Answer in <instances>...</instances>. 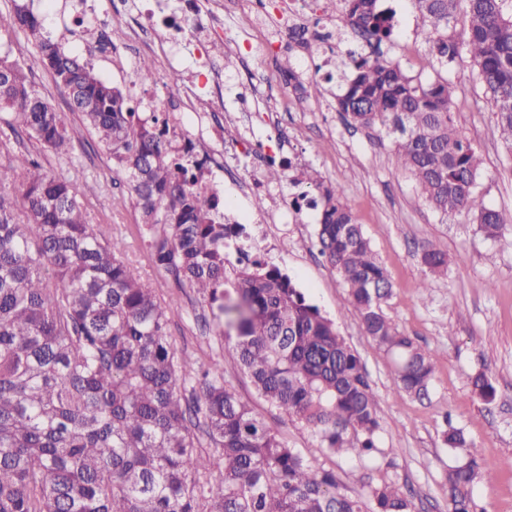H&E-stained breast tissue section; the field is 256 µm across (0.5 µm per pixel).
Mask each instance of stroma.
<instances>
[{
	"label": "stroma",
	"mask_w": 512,
	"mask_h": 512,
	"mask_svg": "<svg viewBox=\"0 0 512 512\" xmlns=\"http://www.w3.org/2000/svg\"><path fill=\"white\" fill-rule=\"evenodd\" d=\"M72 0H27L35 14L46 19L53 36L67 52L88 60L105 81L127 96H138L129 76L112 66L113 58L134 62L151 60L155 77L148 89L158 99L169 96L172 82H186L195 69L184 65L169 71L165 59L151 45L138 41L140 17L122 11L120 0H88L91 14L101 28L73 30ZM396 13L397 26L382 50L389 60L413 72L425 63L428 45L424 25L412 0H382ZM278 0H268L264 19L268 39L256 41L251 23L236 10L216 13L213 26L221 35L211 42L224 60L220 84L208 87L196 102L198 112L224 108L229 125L243 147L225 156L223 170L211 180L227 203L226 213L246 224L251 243L302 288L307 298L335 321L348 344L359 354L377 395L382 416L383 457L358 465L324 454L311 431L284 421L278 428L289 447L300 449L313 465L335 470L352 494L368 485L392 481L409 496L414 512H448L445 472L453 459L442 442L446 424L463 428L469 451L492 481L480 482L474 491L482 512H512V245L486 240L468 214L435 213L414 180L400 170L389 139L373 138L370 130L347 128L336 110V55L319 50L310 54L289 51L280 44L275 25ZM0 43L11 47L16 61L36 89L69 124L80 122L70 112L67 96L44 69L39 55L23 34L0 26ZM291 59L296 81L281 71ZM457 96L465 106L458 112L459 129L478 148L483 163L479 190L487 206L512 213V154L495 135V115L490 95L476 85L467 64L450 72ZM324 83L323 96L302 93L301 84ZM12 140L15 151L36 156L46 170L70 181L91 223L101 224L126 244L125 258L155 289L168 307L169 332L178 353L203 361H218L224 376L242 400L267 420L277 412L257 397L251 383L234 364L224 337L218 336L207 304L192 289L180 287L172 277L156 270L150 249L140 236V215L135 199L121 176L112 170L109 156L94 132L85 133L70 154L57 156L27 140L12 139L0 123V140ZM297 162L326 184H340L345 200L369 236L372 248L387 269L393 292L387 314L423 348L440 354L427 399L392 396L393 376L386 357L363 332L356 315L344 308L342 283L318 254L316 224L319 215L307 210L296 223L263 224L264 213L254 196L241 192L238 177L251 172L256 162L244 149L246 143ZM124 199L115 207V199ZM433 247L448 254V274L429 277L420 262L423 249ZM429 281L427 295H420L421 281ZM489 375L497 388L492 403L471 392L470 379L477 372Z\"/></svg>",
	"instance_id": "1"
}]
</instances>
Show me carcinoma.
Instances as JSON below:
<instances>
[{"instance_id":"1","label":"carcinoma","mask_w":512,"mask_h":512,"mask_svg":"<svg viewBox=\"0 0 512 512\" xmlns=\"http://www.w3.org/2000/svg\"><path fill=\"white\" fill-rule=\"evenodd\" d=\"M8 26L37 49L95 131L113 170L134 194L154 265L209 303L228 349L256 394L280 416L310 429L322 450L362 462L383 454L379 402L361 358L336 323L280 268L246 252L247 225L219 214L216 186L200 165L172 152L159 118L135 112L89 63L65 52L24 0ZM344 21L372 51H350L336 109L347 125L391 137L396 165L431 207L466 212L499 240L512 214L484 204L480 154L459 130L463 101L448 72L467 60L490 92L495 133L512 151V9L507 0H413L426 31L424 80L384 56L396 23L379 0H342ZM466 3L465 38L454 32ZM0 123L65 155L80 131L0 51ZM0 512H413L394 483L346 492L336 472L315 467L239 398L216 363L177 354L166 307L124 260L122 239L87 220L70 182L29 154L0 144ZM298 198L321 209L319 253L336 271L344 306L390 361L393 394L428 396L438 356L389 317L392 282L348 208L341 185L316 184ZM432 275L448 255L421 253ZM484 402L492 380H470ZM213 453L197 451L200 438ZM443 443L468 445L449 428ZM221 481L214 484L213 475ZM490 475L468 455L448 467V512H476L473 488Z\"/></svg>"}]
</instances>
